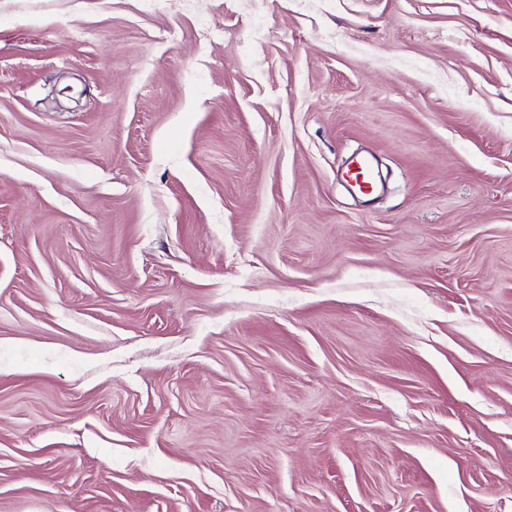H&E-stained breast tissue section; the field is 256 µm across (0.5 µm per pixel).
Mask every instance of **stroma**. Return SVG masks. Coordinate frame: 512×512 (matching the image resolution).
Instances as JSON below:
<instances>
[{
    "label": "stroma",
    "mask_w": 512,
    "mask_h": 512,
    "mask_svg": "<svg viewBox=\"0 0 512 512\" xmlns=\"http://www.w3.org/2000/svg\"><path fill=\"white\" fill-rule=\"evenodd\" d=\"M0 512H512V0H0Z\"/></svg>",
    "instance_id": "stroma-1"
}]
</instances>
